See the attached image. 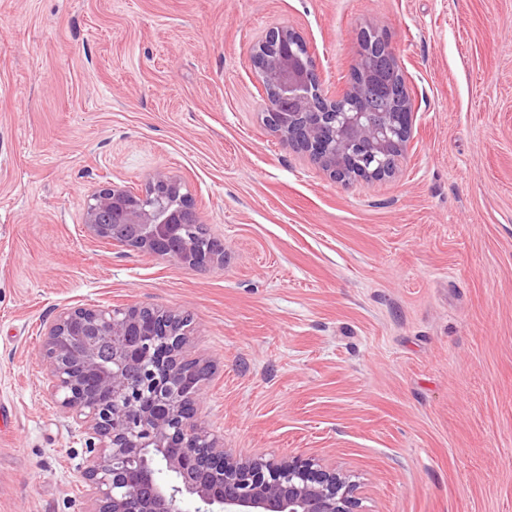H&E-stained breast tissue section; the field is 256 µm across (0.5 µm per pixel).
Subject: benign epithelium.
Instances as JSON below:
<instances>
[{"label": "benign epithelium", "instance_id": "7a95c632", "mask_svg": "<svg viewBox=\"0 0 512 512\" xmlns=\"http://www.w3.org/2000/svg\"><path fill=\"white\" fill-rule=\"evenodd\" d=\"M252 63L267 101L265 126L336 182L391 177L412 135L411 96L390 101L363 62L362 80L325 90L319 60L294 28H270ZM180 180L156 172L143 191L107 182L88 199L91 240L202 269L204 248ZM191 317L147 307L61 309L42 328L45 380L61 413L98 444L80 472L83 512H357L350 476L311 458L274 461L224 450L198 420L205 366L185 357Z\"/></svg>", "mask_w": 512, "mask_h": 512}]
</instances>
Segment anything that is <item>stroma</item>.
<instances>
[{
	"label": "stroma",
	"mask_w": 512,
	"mask_h": 512,
	"mask_svg": "<svg viewBox=\"0 0 512 512\" xmlns=\"http://www.w3.org/2000/svg\"><path fill=\"white\" fill-rule=\"evenodd\" d=\"M328 89L370 30L414 107L395 176L337 183L264 125L252 46ZM178 176L223 260L91 241L100 182ZM190 315L201 422L315 457L359 512H512V0H0V512H82L90 437L44 381L60 309Z\"/></svg>",
	"instance_id": "1"
}]
</instances>
